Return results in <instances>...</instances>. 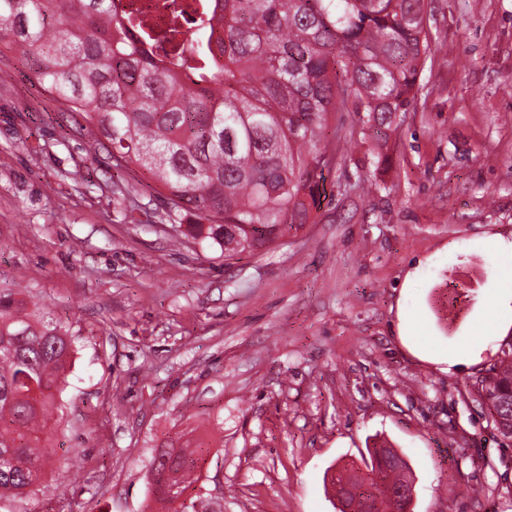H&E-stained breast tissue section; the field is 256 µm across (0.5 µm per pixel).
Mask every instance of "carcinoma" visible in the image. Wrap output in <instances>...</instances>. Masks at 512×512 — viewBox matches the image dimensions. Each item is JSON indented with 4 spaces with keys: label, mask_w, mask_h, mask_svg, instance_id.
Segmentation results:
<instances>
[{
    "label": "carcinoma",
    "mask_w": 512,
    "mask_h": 512,
    "mask_svg": "<svg viewBox=\"0 0 512 512\" xmlns=\"http://www.w3.org/2000/svg\"><path fill=\"white\" fill-rule=\"evenodd\" d=\"M428 0H207L196 29L160 55L149 18L122 0H0V42L33 61V79L82 130L112 145L119 168L143 170L192 237L224 258L260 251L321 207L333 155L329 116L355 112L377 163L415 98L429 50ZM73 341L40 308L0 295V496L40 481L47 424ZM491 402L512 414V348L493 365ZM386 490L401 468L367 465Z\"/></svg>",
    "instance_id": "1"
}]
</instances>
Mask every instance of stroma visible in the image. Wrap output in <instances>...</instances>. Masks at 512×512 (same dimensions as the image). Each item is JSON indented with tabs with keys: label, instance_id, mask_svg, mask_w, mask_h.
<instances>
[{
	"label": "stroma",
	"instance_id": "stroma-1",
	"mask_svg": "<svg viewBox=\"0 0 512 512\" xmlns=\"http://www.w3.org/2000/svg\"><path fill=\"white\" fill-rule=\"evenodd\" d=\"M414 103L378 167L352 112L314 219L260 252L173 250L167 205L114 171L0 44V293L75 338L51 459L0 512H174L149 464L203 451L197 512H339L331 473L395 448L412 512H512V444L466 399L512 342V0H431Z\"/></svg>",
	"mask_w": 512,
	"mask_h": 512
}]
</instances>
